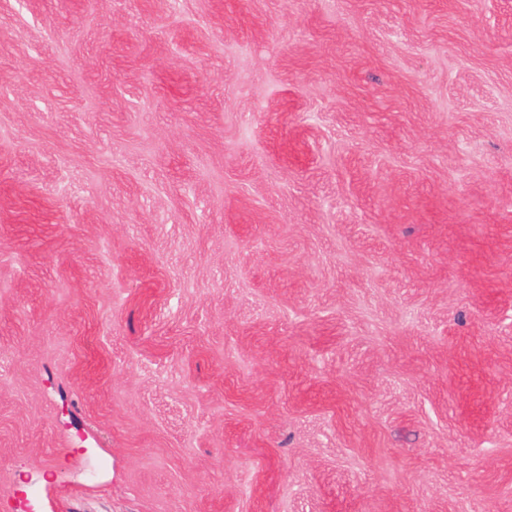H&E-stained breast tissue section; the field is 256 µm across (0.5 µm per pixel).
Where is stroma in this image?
I'll return each mask as SVG.
<instances>
[{
    "instance_id": "obj_1",
    "label": "stroma",
    "mask_w": 512,
    "mask_h": 512,
    "mask_svg": "<svg viewBox=\"0 0 512 512\" xmlns=\"http://www.w3.org/2000/svg\"><path fill=\"white\" fill-rule=\"evenodd\" d=\"M512 512V0H0V498Z\"/></svg>"
}]
</instances>
